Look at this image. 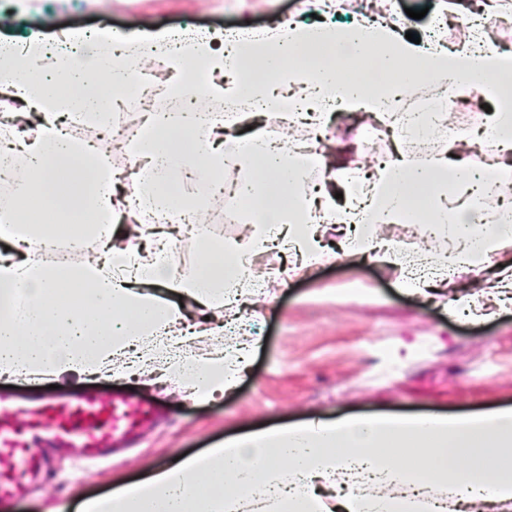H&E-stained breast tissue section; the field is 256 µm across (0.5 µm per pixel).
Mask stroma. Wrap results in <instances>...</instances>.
Instances as JSON below:
<instances>
[{
  "label": "stroma",
  "instance_id": "obj_1",
  "mask_svg": "<svg viewBox=\"0 0 512 512\" xmlns=\"http://www.w3.org/2000/svg\"><path fill=\"white\" fill-rule=\"evenodd\" d=\"M365 16L400 20L404 30L428 38L445 26L444 48L466 45L467 17L485 0H365ZM425 10L420 19L408 9ZM335 25L353 22L348 9L325 0H0V31L23 46L34 30L45 39L68 31L84 35L107 25L120 34L195 25L205 33L229 27L261 33L283 21L311 16ZM372 118L338 110L327 123L329 146L354 164L403 152L423 161L438 155V140L377 141L372 152L352 151L355 133ZM398 269L342 259L306 270L287 287L271 285L273 303L260 315L240 313L232 346L260 337L247 374L224 397L194 401L170 384L148 378L80 382L60 380L72 395L132 393L154 401L165 425L146 431L140 447L89 462L78 450L47 449L54 475L26 495L0 504V512H44L47 505L77 512L89 497L148 477L225 438L274 424L350 414L475 413L512 409V306L486 322L455 319L442 307L398 288Z\"/></svg>",
  "mask_w": 512,
  "mask_h": 512
}]
</instances>
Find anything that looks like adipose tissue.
Returning <instances> with one entry per match:
<instances>
[{"label": "adipose tissue", "instance_id": "ef3b65f1", "mask_svg": "<svg viewBox=\"0 0 512 512\" xmlns=\"http://www.w3.org/2000/svg\"><path fill=\"white\" fill-rule=\"evenodd\" d=\"M171 71L181 108L149 112L135 152L144 164L133 191H118L107 159L118 92L155 66ZM231 73L233 80L218 82ZM461 98L494 104L476 144L512 152V53L487 44L448 52L410 42L397 24L284 22L261 35L178 39L163 30L115 37L98 28L88 43L58 49L40 37L15 50L0 41V97L22 101L0 123V163L21 191L0 207V376L31 379L157 375L195 400L223 396L246 373L257 341L228 350L200 342L224 331V309L266 303L272 280L258 255L277 250L308 268L332 257L397 267L400 288L482 322L479 292L445 297L449 273L485 272L499 306L512 305V164L489 171L452 157L418 163L399 155L371 176L331 170L342 198L307 189L313 157L273 141L257 126L245 142L220 137L223 118L205 101L266 118L279 88L291 90L284 122H322L340 108L392 130L432 139L444 112L402 109L399 99L428 81ZM236 173L246 235L223 239L208 225L167 216L221 194L216 170ZM421 215L427 247L413 256L384 228ZM344 227L336 252L322 225ZM191 234L206 260L192 272L176 247ZM72 239L65 266L32 252L33 242ZM81 512H512V409L489 413L349 416L259 429L182 458L146 479L84 500Z\"/></svg>", "mask_w": 512, "mask_h": 512}]
</instances>
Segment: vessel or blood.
Here are the masks:
<instances>
[{
  "label": "vessel or blood",
  "instance_id": "b4317fda",
  "mask_svg": "<svg viewBox=\"0 0 512 512\" xmlns=\"http://www.w3.org/2000/svg\"><path fill=\"white\" fill-rule=\"evenodd\" d=\"M159 419L150 402L93 392L74 399H48L20 414L0 407V500L16 497L31 482L49 477L51 462L31 454L32 437L46 435L53 447H79L87 458L95 459L109 448L136 444L141 430Z\"/></svg>",
  "mask_w": 512,
  "mask_h": 512
}]
</instances>
